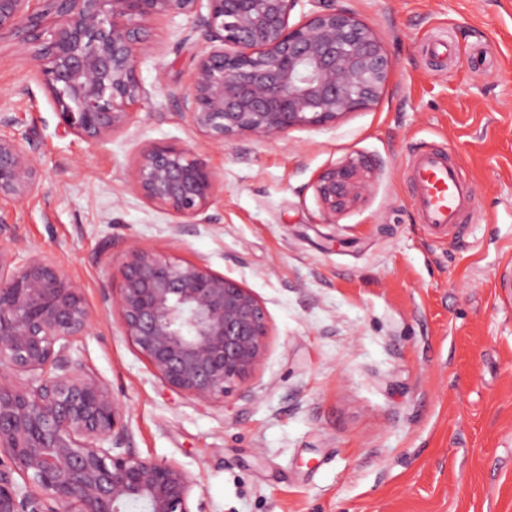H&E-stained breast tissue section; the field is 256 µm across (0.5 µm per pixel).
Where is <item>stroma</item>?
<instances>
[{
    "label": "stroma",
    "mask_w": 512,
    "mask_h": 512,
    "mask_svg": "<svg viewBox=\"0 0 512 512\" xmlns=\"http://www.w3.org/2000/svg\"><path fill=\"white\" fill-rule=\"evenodd\" d=\"M393 61L378 103L280 140L210 144L178 98L206 46L190 16L150 19V92L120 134H63L27 52L0 40V136L29 134L43 180L0 200V249L47 253L83 287L77 341L123 411L134 453L196 480L193 512H512V0H336ZM193 150L224 182L208 224L173 218L127 180L152 144ZM441 150L474 200L434 231L409 161ZM362 158L369 189L328 218L323 171ZM205 259L269 321L265 361L206 404L163 385L105 301L130 245Z\"/></svg>",
    "instance_id": "obj_1"
}]
</instances>
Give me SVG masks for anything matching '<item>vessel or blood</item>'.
I'll return each instance as SVG.
<instances>
[{
  "label": "vessel or blood",
  "instance_id": "1",
  "mask_svg": "<svg viewBox=\"0 0 512 512\" xmlns=\"http://www.w3.org/2000/svg\"><path fill=\"white\" fill-rule=\"evenodd\" d=\"M412 198L427 225L456 226L470 192L458 163L439 152H423L412 161Z\"/></svg>",
  "mask_w": 512,
  "mask_h": 512
}]
</instances>
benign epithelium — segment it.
<instances>
[{"mask_svg":"<svg viewBox=\"0 0 512 512\" xmlns=\"http://www.w3.org/2000/svg\"><path fill=\"white\" fill-rule=\"evenodd\" d=\"M299 2L0 0V39L31 50L63 132L98 143L123 132L150 95L139 73L155 52L146 21L192 16L207 48L179 98L181 115L222 147L332 123L385 91L392 61L373 30L334 0H310L325 6L292 25ZM365 167L348 162L318 177L326 215L361 197ZM127 177L146 204L177 219L174 236L210 223L223 183L191 149L161 144L143 148ZM42 178L32 139L1 136L0 199L21 200ZM112 280L106 301L123 335L166 387L216 402L266 359L265 307L204 260L133 246ZM93 319L81 285L45 253L0 250V373L27 375L21 387L0 385V512H192L191 474L132 453L120 403L72 355Z\"/></svg>","mask_w":512,"mask_h":512,"instance_id":"obj_1","label":"benign epithelium"}]
</instances>
